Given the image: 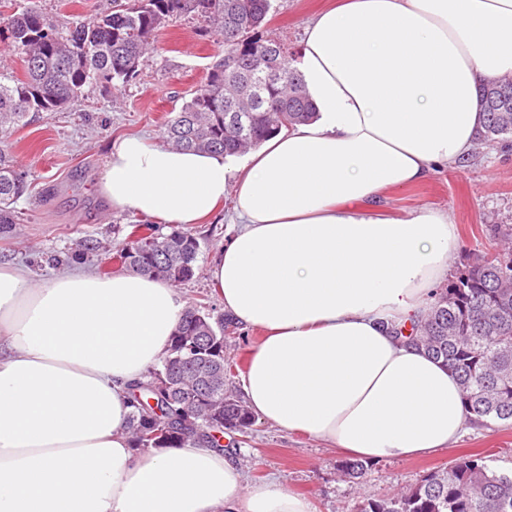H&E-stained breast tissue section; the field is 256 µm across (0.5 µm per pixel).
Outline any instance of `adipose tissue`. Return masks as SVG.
<instances>
[{"label": "adipose tissue", "instance_id": "obj_1", "mask_svg": "<svg viewBox=\"0 0 512 512\" xmlns=\"http://www.w3.org/2000/svg\"><path fill=\"white\" fill-rule=\"evenodd\" d=\"M317 116L229 168L222 155L111 144L113 211L185 229L233 200L208 275L235 322L263 331L241 378L249 409L344 455L409 459L475 423L450 368L395 335L461 247L448 211L381 213L393 189L470 158L480 83L512 75V0H340L294 62ZM186 307L136 271L35 284L0 265V512H312L229 452L134 454L128 389Z\"/></svg>", "mask_w": 512, "mask_h": 512}]
</instances>
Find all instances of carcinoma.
Instances as JSON below:
<instances>
[{
  "label": "carcinoma",
  "mask_w": 512,
  "mask_h": 512,
  "mask_svg": "<svg viewBox=\"0 0 512 512\" xmlns=\"http://www.w3.org/2000/svg\"><path fill=\"white\" fill-rule=\"evenodd\" d=\"M0 0V37L19 58L23 75L0 72V131L29 116L61 111L89 86H126L141 72L155 33L173 18L194 15L218 32L220 57L204 82L169 116L165 142L186 150L244 154L267 137L316 117L302 79L279 59L278 80L255 87L254 65L281 48L261 29L273 0H112V8L61 23L35 7ZM486 124L481 141L512 139V76L479 89ZM27 189V173L0 148V232L16 223L13 204ZM492 248L474 254L465 269L436 292L406 335L455 371L466 408L482 419L512 422V225L495 224ZM116 253L85 239L71 253L83 262L98 252L122 266L177 286L199 270L201 246L190 231L162 234L134 224ZM224 317L188 305L165 356L134 384L126 430L135 451L201 444L219 447L214 433L246 438L253 416L232 388L224 355ZM367 463L346 460L341 473L361 478ZM360 512H512V473L489 467L480 454L455 459L387 500H369Z\"/></svg>",
  "instance_id": "1"
}]
</instances>
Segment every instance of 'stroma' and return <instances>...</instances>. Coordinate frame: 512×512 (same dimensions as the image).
<instances>
[{"instance_id":"1","label":"stroma","mask_w":512,"mask_h":512,"mask_svg":"<svg viewBox=\"0 0 512 512\" xmlns=\"http://www.w3.org/2000/svg\"><path fill=\"white\" fill-rule=\"evenodd\" d=\"M330 2L275 0L265 36L298 51L308 22ZM217 53V35L207 31L205 22L174 18L157 32L139 77L122 91L86 90L72 108L36 115L1 136L0 147L8 148L27 172L30 188L15 204L17 224L0 233V265L26 267L37 283L66 269L80 240L98 238L120 250L131 225L142 218L113 212L96 190L108 147L125 136L162 143L165 117L203 82ZM424 205L449 210L458 228L461 249L449 272L457 277L471 253L489 246L488 225H512V142L481 146L456 170L392 191L382 209L398 215ZM231 212V204H224L193 226L201 244L199 270L179 287L187 302H205L216 315L222 314L223 306L207 268L233 232L228 222ZM224 334L226 354L235 366L232 381L237 384L262 335L232 320ZM473 453L485 456L495 470L512 471V424L481 425L457 444L423 458L370 462L364 478L355 483L338 472L343 455L334 446L261 420L254 422L248 441L235 446L249 480L277 479L285 488L307 496L315 512H358L364 501L389 498L423 475Z\"/></svg>"}]
</instances>
